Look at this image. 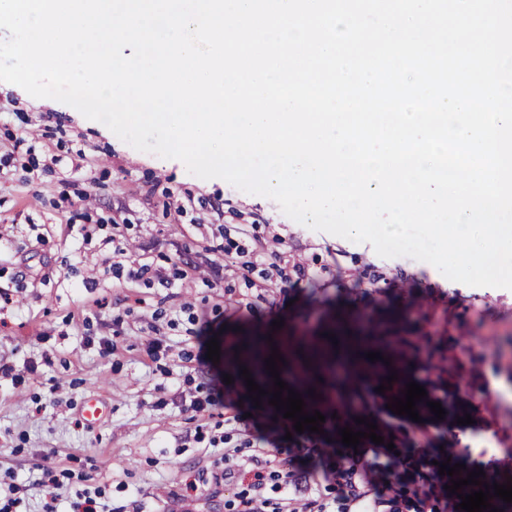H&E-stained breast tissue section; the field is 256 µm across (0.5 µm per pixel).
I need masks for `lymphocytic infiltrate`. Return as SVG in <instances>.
Here are the masks:
<instances>
[{
  "label": "lymphocytic infiltrate",
  "instance_id": "obj_1",
  "mask_svg": "<svg viewBox=\"0 0 512 512\" xmlns=\"http://www.w3.org/2000/svg\"><path fill=\"white\" fill-rule=\"evenodd\" d=\"M237 454V449H225L207 479L208 484L218 487L247 481L248 489L238 501L237 512H298L296 504L310 492V485L295 473H282L279 459L266 449H255L246 470L236 464ZM447 459V452L440 450L428 460L411 450L397 453L378 445L367 465L366 478L347 480L346 498L355 512H391L397 503L420 494L433 499L438 512H451L459 500L446 489L449 475L440 474L438 468Z\"/></svg>",
  "mask_w": 512,
  "mask_h": 512
}]
</instances>
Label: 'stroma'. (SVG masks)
I'll use <instances>...</instances> for the list:
<instances>
[{
	"instance_id": "obj_1",
	"label": "stroma",
	"mask_w": 512,
	"mask_h": 512,
	"mask_svg": "<svg viewBox=\"0 0 512 512\" xmlns=\"http://www.w3.org/2000/svg\"><path fill=\"white\" fill-rule=\"evenodd\" d=\"M136 263L149 271L133 280ZM340 324L365 339L378 326L406 338L391 390L380 391L376 369H347L346 393L366 390L368 403L346 419L390 427L401 448L451 447L452 463L498 483L512 477V405L494 390L512 381V289L450 286L429 263L310 229L272 199L194 176L68 104L0 82V365L11 368L0 373V490L17 485L20 512H42L50 493L71 512L85 490L115 512H234L243 484L215 497L185 488L210 471L214 443L244 459L249 441L273 454L292 443L274 406L225 384L230 354L273 331L301 349ZM430 380L448 395L444 419L426 406L416 422L389 410L407 383ZM476 382L481 411L458 424ZM212 391L215 405L188 411ZM92 394L107 412L90 426L81 409ZM234 413L243 424H225ZM42 462L59 485L37 484Z\"/></svg>"
}]
</instances>
